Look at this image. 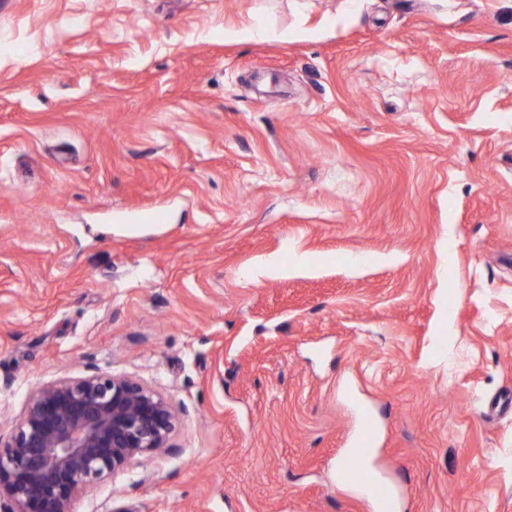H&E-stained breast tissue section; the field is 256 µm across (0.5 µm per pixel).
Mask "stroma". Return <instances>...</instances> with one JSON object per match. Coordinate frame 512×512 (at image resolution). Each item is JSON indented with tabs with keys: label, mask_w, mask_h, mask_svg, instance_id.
<instances>
[{
	"label": "stroma",
	"mask_w": 512,
	"mask_h": 512,
	"mask_svg": "<svg viewBox=\"0 0 512 512\" xmlns=\"http://www.w3.org/2000/svg\"><path fill=\"white\" fill-rule=\"evenodd\" d=\"M90 363L179 420L73 512H374L363 409L512 512V0H0V434Z\"/></svg>",
	"instance_id": "obj_1"
}]
</instances>
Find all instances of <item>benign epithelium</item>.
I'll list each match as a JSON object with an SVG mask.
<instances>
[{
  "instance_id": "benign-epithelium-1",
  "label": "benign epithelium",
  "mask_w": 512,
  "mask_h": 512,
  "mask_svg": "<svg viewBox=\"0 0 512 512\" xmlns=\"http://www.w3.org/2000/svg\"><path fill=\"white\" fill-rule=\"evenodd\" d=\"M177 413L159 391L96 367L37 385L0 436V512H72L106 474L170 448Z\"/></svg>"
}]
</instances>
